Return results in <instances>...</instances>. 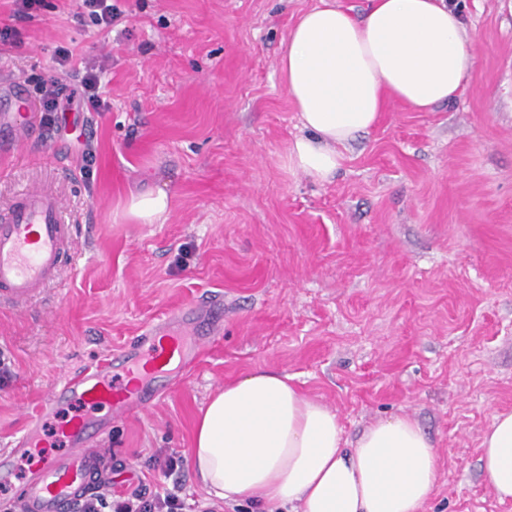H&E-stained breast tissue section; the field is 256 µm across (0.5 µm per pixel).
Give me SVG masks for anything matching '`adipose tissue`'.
I'll return each instance as SVG.
<instances>
[{
    "label": "adipose tissue",
    "mask_w": 512,
    "mask_h": 512,
    "mask_svg": "<svg viewBox=\"0 0 512 512\" xmlns=\"http://www.w3.org/2000/svg\"><path fill=\"white\" fill-rule=\"evenodd\" d=\"M474 40L450 0H369L363 19L332 0L301 14L281 46L280 71L300 117L288 166L326 183L338 148L369 131L387 100L421 111L461 97ZM164 189L130 197L127 215L163 222ZM326 405L291 376L256 370L226 383L201 411L190 463L208 495L252 499L268 512H420L438 482L437 451L410 417L377 422L354 445ZM485 486L512 499V411L496 413L481 443Z\"/></svg>",
    "instance_id": "obj_1"
}]
</instances>
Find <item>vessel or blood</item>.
Wrapping results in <instances>:
<instances>
[{
  "mask_svg": "<svg viewBox=\"0 0 512 512\" xmlns=\"http://www.w3.org/2000/svg\"><path fill=\"white\" fill-rule=\"evenodd\" d=\"M36 126L29 110L14 114L8 133L0 137L4 153L22 146ZM71 227L64 206L52 191L38 186L22 190L5 216H0V301L23 309L54 281L70 248ZM186 310L171 312L139 338V351L120 361L105 360L67 376L44 398L40 412L49 414L61 400L83 405L84 414L63 421L56 435L69 449L57 456L35 455L42 438L36 427L0 452V484L9 485L18 460H30L31 476L21 494L22 512H71L79 496L92 489L101 458L89 443L95 435L93 414L106 409L125 416L145 410L156 401V391L144 388L143 379L187 362L188 350H201L205 339L192 334Z\"/></svg>",
  "mask_w": 512,
  "mask_h": 512,
  "instance_id": "vessel-or-blood-1",
  "label": "vessel or blood"
}]
</instances>
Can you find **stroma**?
Returning a JSON list of instances; mask_svg holds the SVG:
<instances>
[{"label": "stroma", "instance_id": "obj_1", "mask_svg": "<svg viewBox=\"0 0 512 512\" xmlns=\"http://www.w3.org/2000/svg\"><path fill=\"white\" fill-rule=\"evenodd\" d=\"M316 2L124 0L103 29L75 0H0V30L17 34L0 71L33 92L66 46L71 84L96 69L104 100L0 156L1 213L42 186L72 225L58 280L24 312L0 304V450L35 420L47 453H65L55 428L73 407L36 416L64 372L212 300L213 345L100 433L113 482L163 481L149 457L188 456L209 396L264 369L294 376L347 440L417 420L440 467L421 512H512L478 462L493 414L512 411V0H456L477 56L464 95L429 112L389 103L323 184L288 167L301 124L279 72ZM157 188L164 223L125 215Z\"/></svg>", "mask_w": 512, "mask_h": 512}]
</instances>
